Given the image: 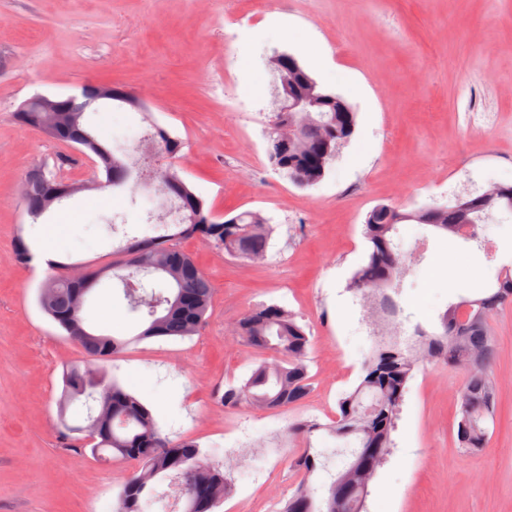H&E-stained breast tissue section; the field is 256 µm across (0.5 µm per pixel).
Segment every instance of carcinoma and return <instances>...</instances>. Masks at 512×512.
<instances>
[{"label":"carcinoma","mask_w":512,"mask_h":512,"mask_svg":"<svg viewBox=\"0 0 512 512\" xmlns=\"http://www.w3.org/2000/svg\"><path fill=\"white\" fill-rule=\"evenodd\" d=\"M84 111L66 112L60 117L57 132L62 141L93 151L104 176H112V186L129 179L137 160L135 152L116 141L108 147L85 123V112L98 101L89 94ZM19 125L38 127L47 124L45 112H16ZM271 121L280 132L266 133V155L280 174L300 188L320 183L336 163V155L346 147L355 131L354 112H274ZM152 144L172 152L181 141L160 125L147 134ZM154 193L141 204L147 228L121 247V256L112 264L86 273L83 283H76L69 270L77 263H55L64 272L46 276L39 285L41 310L77 343L94 365L71 364L63 372V389L58 402V419L66 435L80 448L90 447L91 454L123 457L122 449L136 444L144 449L137 460L139 469L126 482L117 498L115 512H155L163 502L157 487L174 480L179 497L186 498L182 486L188 459L203 457L193 441L172 440L158 426L152 412L136 397L108 378V363L115 353L131 343L152 338L190 339L206 320L213 288L191 256L180 247L185 238H196L224 250L234 258L262 261L266 258L276 227L260 211H244L227 224L211 217V207L173 169L155 172ZM48 178L32 170L25 177L21 195L25 213L34 221L50 212L60 201L51 200ZM430 216L421 209L403 211L388 204L374 206L363 224L368 243L364 264L350 278L347 288L362 307L363 321L377 325L388 319H409L400 304L404 282L414 272L421 257L411 258L396 239L398 225L424 224L461 238L476 239L467 233L470 226L488 223L495 211L512 215V198L491 197L477 208L461 213L451 206H431ZM15 256L27 265L36 257L34 244L23 236L15 242ZM119 283L129 312L144 319L143 328L130 339L98 332L86 323L85 303L105 279ZM512 304V269L496 277L495 286L483 296L451 304L439 316L440 331L430 333L417 327L414 345L378 340L373 343L361 368L358 386L338 400L335 420L321 424L314 420L299 422L293 431L305 439L317 431L356 444L352 455L367 448L393 447L392 432L409 381L423 362L445 363L465 372L460 394L461 419L457 425L458 447L475 453L489 438L488 423L493 419L497 386L486 369L496 357L488 319ZM237 333L249 345L273 351L278 360L262 363L238 385L230 384L221 395L224 407L244 403L258 409H277L296 403L309 392L307 364L311 345L309 333L296 317L279 304H262L248 310L239 320ZM79 402L85 408L84 423L73 426L67 413ZM326 453L307 446L293 458L292 466L306 477L319 469ZM197 476L210 483L217 508L232 490L224 471L205 467ZM336 482L326 495L318 498L308 489L297 488L284 512H325V503L333 501Z\"/></svg>","instance_id":"1"}]
</instances>
